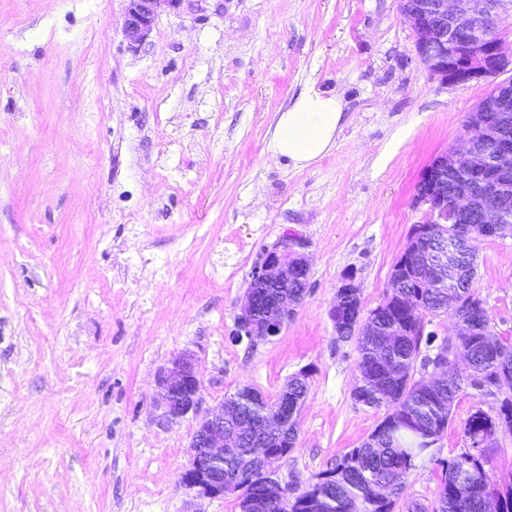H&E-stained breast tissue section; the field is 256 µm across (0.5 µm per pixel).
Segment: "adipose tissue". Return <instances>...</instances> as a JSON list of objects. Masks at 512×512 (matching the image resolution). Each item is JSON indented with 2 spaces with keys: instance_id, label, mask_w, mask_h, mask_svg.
Masks as SVG:
<instances>
[{
  "instance_id": "obj_1",
  "label": "adipose tissue",
  "mask_w": 512,
  "mask_h": 512,
  "mask_svg": "<svg viewBox=\"0 0 512 512\" xmlns=\"http://www.w3.org/2000/svg\"><path fill=\"white\" fill-rule=\"evenodd\" d=\"M347 120L338 97L308 87L279 115L268 148L295 167L309 166L332 149Z\"/></svg>"
}]
</instances>
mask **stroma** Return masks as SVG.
Instances as JSON below:
<instances>
[{"label": "stroma", "instance_id": "stroma-1", "mask_svg": "<svg viewBox=\"0 0 512 512\" xmlns=\"http://www.w3.org/2000/svg\"><path fill=\"white\" fill-rule=\"evenodd\" d=\"M123 8L0 0V512H239L179 482L195 421L154 404L184 351L206 409L310 370L282 483L360 447L385 411L354 400L358 352L328 310L348 273L363 311L385 301L426 218L416 184L491 89L425 70L399 0H204L162 11L136 49ZM310 86L350 120L299 169L268 140ZM287 231L310 290L279 336L238 339L251 270ZM475 247L474 288L511 344L512 236ZM500 401L462 388L396 512L431 507L466 419Z\"/></svg>", "mask_w": 512, "mask_h": 512}]
</instances>
